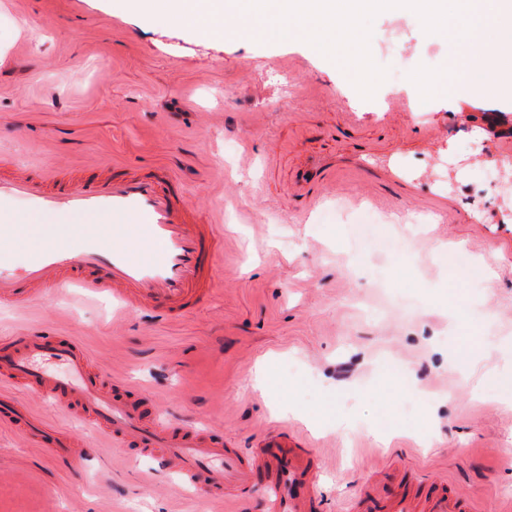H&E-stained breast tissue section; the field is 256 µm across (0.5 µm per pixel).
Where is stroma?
Instances as JSON below:
<instances>
[{"label": "stroma", "mask_w": 512, "mask_h": 512, "mask_svg": "<svg viewBox=\"0 0 512 512\" xmlns=\"http://www.w3.org/2000/svg\"><path fill=\"white\" fill-rule=\"evenodd\" d=\"M369 50L387 75L365 99L302 41L207 37L121 0H0V160L165 166L223 240L210 296L183 319L68 282L0 300V338L73 340L149 424L247 456L278 433L314 449L315 512H357L366 485L388 499L442 481L478 512H512V402L496 384L512 376V102L422 101L409 75L442 68L448 46L416 15L379 13ZM364 207L413 216L389 225L394 252L374 231L352 248ZM448 250L483 267L478 285L438 263ZM2 389L88 452L73 467L0 423V512H268L263 474L211 501L159 456Z\"/></svg>", "instance_id": "obj_1"}]
</instances>
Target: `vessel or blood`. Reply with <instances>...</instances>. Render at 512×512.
<instances>
[{
  "instance_id": "1",
  "label": "vessel or blood",
  "mask_w": 512,
  "mask_h": 512,
  "mask_svg": "<svg viewBox=\"0 0 512 512\" xmlns=\"http://www.w3.org/2000/svg\"><path fill=\"white\" fill-rule=\"evenodd\" d=\"M24 207L52 214L61 224H79L80 230L67 248L33 240V257L24 266H0L2 299L29 298L75 280L90 291L112 294L130 309H156L178 319L211 293L220 237L214 225L198 223L166 168L132 171L115 165L77 177L0 172V241L13 240ZM105 223L112 226L108 239L101 230ZM102 268L108 271L103 278L97 275ZM0 373L27 380L34 393L51 397L67 413L82 411L107 439L136 450L162 449L165 463L208 499L247 494L258 469L268 477L272 512H312L319 497L320 467L310 450L290 447L278 436L248 457L189 430L147 426L133 406L113 398L90 373L74 344L45 336L20 343L2 339ZM360 504L363 512L472 510L444 485L388 501L366 491Z\"/></svg>"
}]
</instances>
